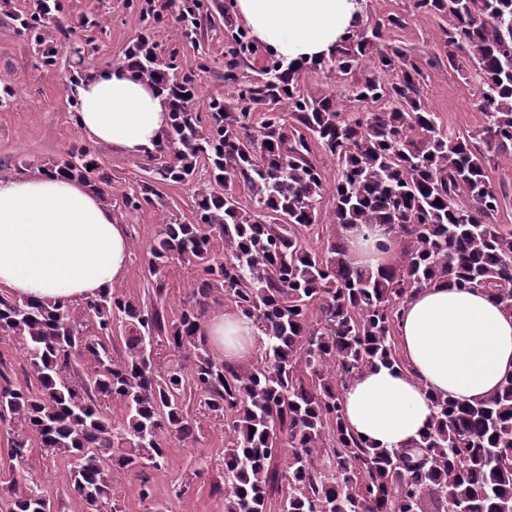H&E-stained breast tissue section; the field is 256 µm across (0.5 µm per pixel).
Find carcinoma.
<instances>
[{"instance_id": "carcinoma-1", "label": "carcinoma", "mask_w": 512, "mask_h": 512, "mask_svg": "<svg viewBox=\"0 0 512 512\" xmlns=\"http://www.w3.org/2000/svg\"><path fill=\"white\" fill-rule=\"evenodd\" d=\"M214 0H126L143 31L121 66L153 84L171 116L147 152L146 175L121 191L84 146L37 172L83 181L127 212L168 209L162 188H193V220L159 225L145 256L155 299L115 286L78 304L0 296V336L16 340L27 380L0 372V420H9L8 472L0 499L10 512H51L38 483L16 472L33 448L69 466V485L95 512L117 474L140 480L165 443L197 441L201 416L224 427V512H505L512 505V373L477 403L436 398L421 440L376 448L344 424L341 396L357 375L404 366L393 336L421 288L444 281L481 289L512 312V228L499 224L497 159L512 162V0H412L442 20L448 67L472 84L484 123L448 133L420 95L423 69L395 45V16L356 22L329 57L287 62L255 56L224 14V90L194 110L197 80L178 72L150 30L174 18L175 40L211 21ZM67 0H0V16L35 48L37 66L68 55L71 86L94 76L85 47L104 33L96 12L64 23ZM328 71L348 93L308 96L306 73ZM336 159L333 208L318 153ZM93 168H88V165ZM246 193L249 208L240 205ZM385 229L379 250L393 266L350 258L346 232ZM190 265L196 282L178 311L160 302ZM230 305L258 330V353L230 364L213 354L210 312ZM119 342L122 355L112 356ZM86 375L79 374V369ZM120 405L112 417L110 403Z\"/></svg>"}]
</instances>
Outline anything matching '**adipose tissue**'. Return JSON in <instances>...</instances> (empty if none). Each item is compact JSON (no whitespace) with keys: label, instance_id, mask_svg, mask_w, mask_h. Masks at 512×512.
Here are the masks:
<instances>
[{"label":"adipose tissue","instance_id":"obj_1","mask_svg":"<svg viewBox=\"0 0 512 512\" xmlns=\"http://www.w3.org/2000/svg\"><path fill=\"white\" fill-rule=\"evenodd\" d=\"M254 40L289 62L327 57L351 31L358 0H233ZM77 130L95 144L139 157L170 121L156 90L119 67L99 70L76 88ZM130 243L125 225L83 183L32 174L0 180V290L14 297L78 303L118 284ZM229 363L255 346V327L235 310L207 324ZM404 368L379 367L343 393L351 431L396 448L420 438L442 396L487 397L512 372V314L480 290L436 283L407 302L398 328Z\"/></svg>","mask_w":512,"mask_h":512}]
</instances>
